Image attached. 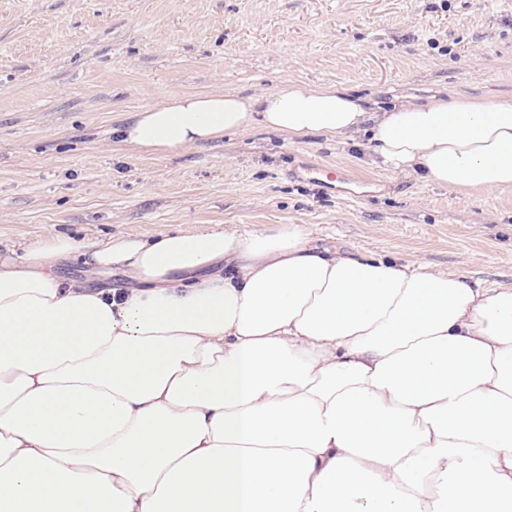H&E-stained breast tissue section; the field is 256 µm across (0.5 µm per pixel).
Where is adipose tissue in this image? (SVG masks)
<instances>
[{
  "label": "adipose tissue",
  "instance_id": "obj_1",
  "mask_svg": "<svg viewBox=\"0 0 512 512\" xmlns=\"http://www.w3.org/2000/svg\"><path fill=\"white\" fill-rule=\"evenodd\" d=\"M254 124L512 189V101L370 112L291 81L174 95L122 135L174 154ZM70 257L130 283L64 278ZM0 512H512V288L301 224L0 253Z\"/></svg>",
  "mask_w": 512,
  "mask_h": 512
}]
</instances>
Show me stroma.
I'll use <instances>...</instances> for the list:
<instances>
[{"instance_id":"1","label":"stroma","mask_w":512,"mask_h":512,"mask_svg":"<svg viewBox=\"0 0 512 512\" xmlns=\"http://www.w3.org/2000/svg\"><path fill=\"white\" fill-rule=\"evenodd\" d=\"M296 80L366 108L512 100V0H0V251L302 224L316 245L512 287V190L385 169L364 134L260 127L163 155L122 142L178 93Z\"/></svg>"}]
</instances>
